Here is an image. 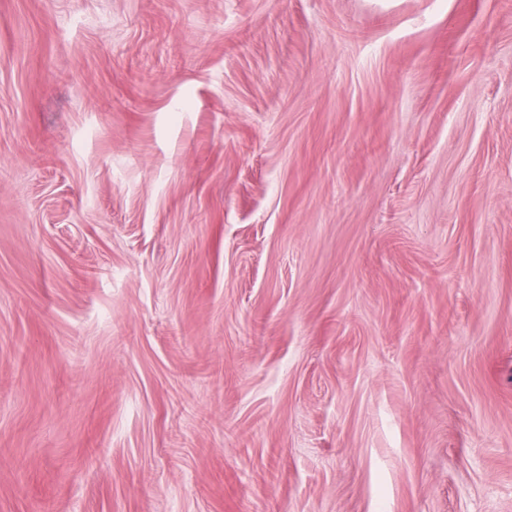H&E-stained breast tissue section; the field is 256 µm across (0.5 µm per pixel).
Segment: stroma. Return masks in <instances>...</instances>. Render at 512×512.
Segmentation results:
<instances>
[{"instance_id":"stroma-1","label":"stroma","mask_w":512,"mask_h":512,"mask_svg":"<svg viewBox=\"0 0 512 512\" xmlns=\"http://www.w3.org/2000/svg\"><path fill=\"white\" fill-rule=\"evenodd\" d=\"M0 512H512V0H0Z\"/></svg>"}]
</instances>
